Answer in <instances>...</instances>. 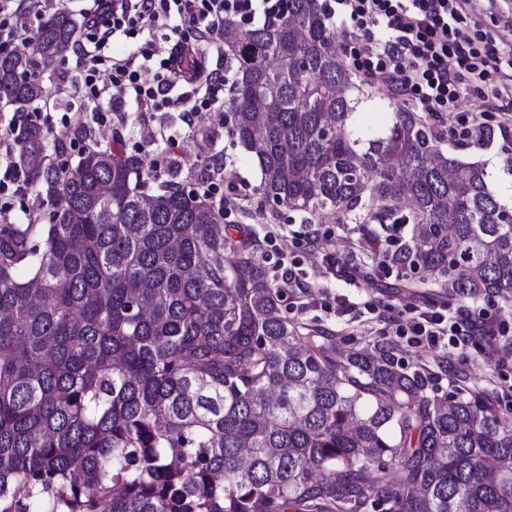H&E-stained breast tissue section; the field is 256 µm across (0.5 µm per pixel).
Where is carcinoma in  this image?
<instances>
[{"label": "carcinoma", "mask_w": 512, "mask_h": 512, "mask_svg": "<svg viewBox=\"0 0 512 512\" xmlns=\"http://www.w3.org/2000/svg\"><path fill=\"white\" fill-rule=\"evenodd\" d=\"M76 30L46 7L0 54V105L48 101ZM224 121L261 172L258 204L412 225L380 263L441 302L512 298V223L478 163L394 112L364 139L320 0L224 24ZM16 163L40 207L0 224V512H512V429L486 389L401 364L380 342L282 313L283 293L209 194L138 190L112 144L61 163L37 129ZM408 204L402 213L397 204Z\"/></svg>", "instance_id": "carcinoma-1"}]
</instances>
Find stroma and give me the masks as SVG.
I'll use <instances>...</instances> for the list:
<instances>
[{
    "instance_id": "1",
    "label": "stroma",
    "mask_w": 512,
    "mask_h": 512,
    "mask_svg": "<svg viewBox=\"0 0 512 512\" xmlns=\"http://www.w3.org/2000/svg\"><path fill=\"white\" fill-rule=\"evenodd\" d=\"M369 98L355 114V121L364 134L380 131L390 121L392 112L399 109L400 101L394 100L382 89L368 86ZM185 125L176 112H129L123 136L125 148L140 151L143 132L163 130L169 133L184 130ZM199 131L208 133V141L192 139L185 142L178 157L176 169L166 173V180L179 181L186 188H193L190 173L199 171L207 157L214 156L224 163L220 191L226 197H241V207L232 209L225 223L232 238L247 236L257 260L268 269H275L283 256L297 258L300 262L299 277L307 292L289 289L283 310L288 317L299 322L330 330L337 343L373 342L385 340L397 358L406 364L419 365L434 371L440 385L457 382L492 390L504 397L501 416L512 427V362L501 367L487 363L483 341H476L462 355H449L438 349H418L406 341L384 332V324L377 321V314L395 317L410 314L413 308L437 304L438 290L430 284L420 285L416 297L408 298L397 293L392 284L394 273L379 267L373 253L365 245L363 230L359 225L340 221H327L320 240L323 249L336 252L339 257L371 273V280L352 287L332 270L327 269L319 254L307 248L306 242L314 227L309 215L285 207L257 209L255 189L260 182V171L239 146L234 145L223 127L221 114H208L200 118ZM443 150L469 161L484 164L487 183L494 194H501L504 187L512 185V167L506 163L512 157V141L500 139L487 146L462 147L453 138H446ZM346 296L347 311L336 308L337 296Z\"/></svg>"
}]
</instances>
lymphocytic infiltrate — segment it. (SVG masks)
<instances>
[{
    "label": "lymphocytic infiltrate",
    "instance_id": "f902f5d3",
    "mask_svg": "<svg viewBox=\"0 0 512 512\" xmlns=\"http://www.w3.org/2000/svg\"><path fill=\"white\" fill-rule=\"evenodd\" d=\"M82 13L84 46L54 81L60 96L72 84L86 91L87 104L77 118L62 115V124L96 130L125 114L116 102L140 112H177L186 125L204 112L224 109L229 77L216 66L199 80L196 65L210 52H222L225 23L249 25L270 21L281 0H92ZM329 20L344 57L368 82L433 119L473 144L512 139V49L497 48L493 36L479 31L471 17L477 0H334ZM136 40L135 49L113 56V46ZM165 50H158L157 41ZM481 99L488 121L462 107L464 95ZM49 112L12 113L0 132V219L9 220L8 199L25 194L28 183L14 163L20 128H44ZM396 336L415 348L464 349L472 338L487 337L485 358L494 366L512 358V323L478 313L449 314L427 307L396 320Z\"/></svg>",
    "mask_w": 512,
    "mask_h": 512
}]
</instances>
